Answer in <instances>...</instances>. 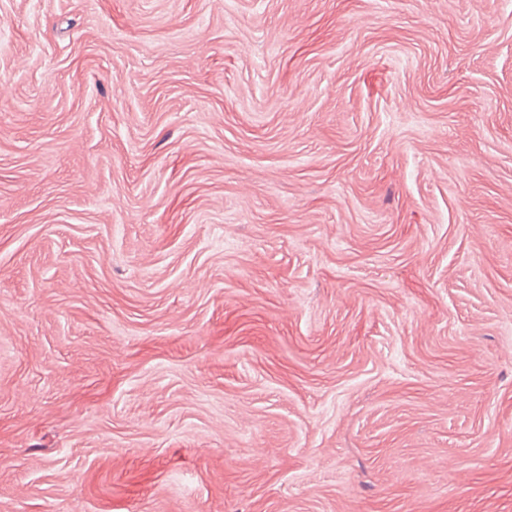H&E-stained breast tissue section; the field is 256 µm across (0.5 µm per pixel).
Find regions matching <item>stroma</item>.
<instances>
[{"label": "stroma", "mask_w": 512, "mask_h": 512, "mask_svg": "<svg viewBox=\"0 0 512 512\" xmlns=\"http://www.w3.org/2000/svg\"><path fill=\"white\" fill-rule=\"evenodd\" d=\"M0 512H512V0H0Z\"/></svg>", "instance_id": "obj_1"}]
</instances>
